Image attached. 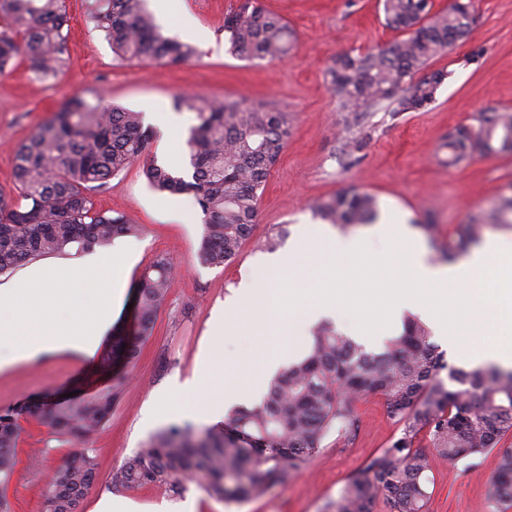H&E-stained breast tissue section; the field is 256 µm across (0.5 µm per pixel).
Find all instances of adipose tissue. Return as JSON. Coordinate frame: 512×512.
<instances>
[{"label": "adipose tissue", "mask_w": 512, "mask_h": 512, "mask_svg": "<svg viewBox=\"0 0 512 512\" xmlns=\"http://www.w3.org/2000/svg\"><path fill=\"white\" fill-rule=\"evenodd\" d=\"M132 248L92 252L71 263L29 265L0 284V372L43 355H95L126 293ZM88 289L80 299L76 287Z\"/></svg>", "instance_id": "1"}]
</instances>
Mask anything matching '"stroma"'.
<instances>
[{"label": "stroma", "instance_id": "1", "mask_svg": "<svg viewBox=\"0 0 512 512\" xmlns=\"http://www.w3.org/2000/svg\"><path fill=\"white\" fill-rule=\"evenodd\" d=\"M176 2L183 12L169 16L162 34L192 42L200 30L205 43L195 60L172 67L119 60L90 21L88 0H66V65L57 78L35 79L23 60L0 76V188L14 186L15 147L72 95L102 96L141 113L173 111L181 95H245L295 116L288 143L260 198L253 234L233 261L217 267L200 264L202 214L194 198L156 192L143 174L142 162H135L92 199L97 208L129 216L143 226L140 235L122 239L138 250L129 287L137 286L157 257L173 263L171 288L158 310L153 336L131 365L106 367L100 359L83 361L62 352L2 373L0 410L45 393H93L122 379L121 399L91 441L97 482L81 512H91L101 496L112 493L134 503L137 512H154L160 506L167 512H326L347 480L361 474L400 433L382 397L355 403V437L328 436L304 468L257 499L227 502L196 485L180 496L150 485L116 492L111 476L159 430L194 423L197 391L190 383L213 311L230 288L256 273L268 236L282 232L290 238L299 225L315 223V200L358 188L375 196L380 218L396 214L415 227L436 224L433 237L442 244L467 214L490 211L502 195L512 192V152L478 154L469 164L451 168L441 148L449 130L476 127L477 116L487 108L512 109V0H471L469 36L429 65L430 70L448 73L435 101L415 112L369 113L356 130L365 147L348 165L339 161L343 114L327 69L341 55L386 49L403 39V32L386 26L380 0H263L296 34L291 54L273 62L229 53L224 16L238 0ZM186 15L194 27L190 33L182 28ZM161 397L168 399L171 412L165 420L147 425L145 411ZM19 425L17 462L8 483L0 484V494H5L10 512H45L43 488L72 447L32 416H20ZM495 468L492 454L471 466L431 457L427 512H488Z\"/></svg>", "mask_w": 512, "mask_h": 512}]
</instances>
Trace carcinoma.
I'll use <instances>...</instances> for the list:
<instances>
[{
    "mask_svg": "<svg viewBox=\"0 0 512 512\" xmlns=\"http://www.w3.org/2000/svg\"><path fill=\"white\" fill-rule=\"evenodd\" d=\"M431 0H383L386 24L406 37L386 50L338 57L328 70L330 84L346 112L347 128L367 112L392 107L417 111L431 104L448 73L423 74L428 63L470 31L469 4L453 0L432 11ZM89 16L119 59L180 65L197 56L188 41L164 37L146 0H92ZM229 52L268 61L290 53L294 33L261 0H241L224 16ZM68 19L65 0H0V76L19 59L38 80H50L65 65ZM176 110L196 113L187 138L188 167L180 171L152 160L144 165L149 185L171 195L191 194L202 213L198 260L221 266L250 239L268 176L291 133L288 113L246 98L208 101L193 95L175 99ZM152 131L140 113L102 99L73 95L39 123L14 152V189L0 190V275L48 255L68 256L105 249L119 236L141 233L142 225L95 207L92 194L148 155ZM448 165L476 149H512V113H480L476 133L448 134ZM364 148L347 139L341 160L350 164ZM316 217L347 230L377 217L376 198L347 188L313 204ZM490 224H512V196L488 213H472L448 239L440 260L454 261L483 237ZM169 261L156 259L135 293L133 336H112V358L132 363L153 335L157 311L170 283ZM123 383L43 409L25 404L0 411V475L16 464L18 416L27 413L58 435L80 444L44 491L45 512H78L94 487L97 462L90 437L108 420ZM383 397L400 434L350 479L327 512H426L432 449L450 464L496 451L488 503L512 500V371L495 366L465 368L445 360L429 328L415 317L375 352L339 332L330 322L316 325L306 355L273 377L264 397L232 411L220 425L197 432L171 426L154 435L112 474V488L152 485L180 494L195 483L225 501L266 493L302 469L323 448L325 438L349 439L359 429L355 400Z\"/></svg>",
    "mask_w": 512,
    "mask_h": 512,
    "instance_id": "1",
    "label": "carcinoma"
}]
</instances>
